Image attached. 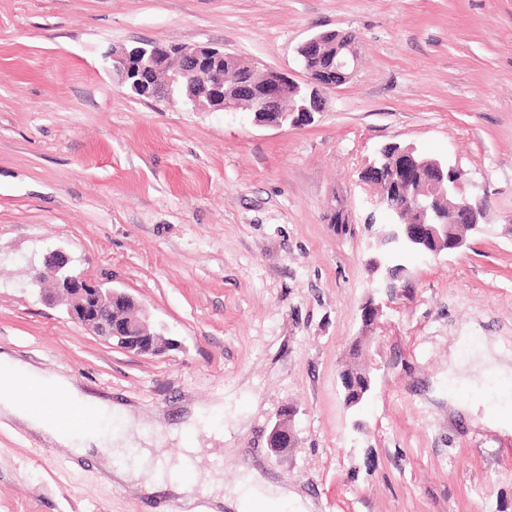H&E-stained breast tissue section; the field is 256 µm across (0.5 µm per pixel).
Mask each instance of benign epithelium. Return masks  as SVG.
<instances>
[{
	"instance_id": "7a95c632",
	"label": "benign epithelium",
	"mask_w": 512,
	"mask_h": 512,
	"mask_svg": "<svg viewBox=\"0 0 512 512\" xmlns=\"http://www.w3.org/2000/svg\"><path fill=\"white\" fill-rule=\"evenodd\" d=\"M336 31L326 30L305 39L297 48L302 81L282 70L250 60L224 49L203 45H165L146 42L131 49L109 51L112 74L118 85L144 98H179L203 112L249 110L261 126L283 128L310 124L321 111L324 95L348 83L357 70L358 47L354 41L336 43V52L324 56L323 45L335 39ZM246 71L247 79L235 86L234 94H224V65ZM296 96L300 105L284 112L282 101ZM379 177L386 190L375 200V207L388 218L396 249L378 248L368 260L371 271L382 268L404 269L398 262L406 252H417L428 238H451L450 251L467 244V233L480 230L482 204L477 194L466 191L459 169L441 158L424 157L413 145H385L379 157L365 167L362 179ZM411 206L417 220L406 223L403 213ZM53 265L57 290L47 298L51 305L61 303L72 321L85 326L118 348L135 354L159 351L142 305L130 294L106 287L78 273L72 259L60 249L46 255ZM381 305L372 300L362 307L363 326H373ZM371 371L362 385L345 387L344 403L353 407L368 395ZM294 408L280 414L268 435L270 450L279 455L292 446Z\"/></svg>"
}]
</instances>
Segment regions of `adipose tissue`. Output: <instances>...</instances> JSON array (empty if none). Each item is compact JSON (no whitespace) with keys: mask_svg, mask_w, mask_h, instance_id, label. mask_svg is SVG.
<instances>
[{"mask_svg":"<svg viewBox=\"0 0 512 512\" xmlns=\"http://www.w3.org/2000/svg\"><path fill=\"white\" fill-rule=\"evenodd\" d=\"M25 377L33 388L32 394L20 395L10 390L16 377ZM66 390L71 409L83 419L78 429L61 425L49 412L48 406L56 390ZM108 404L82 393L74 383L60 375H47L40 369L0 353V415H6L25 423L40 432L50 442L71 448L76 457L89 453L98 454L106 479L112 483H136L146 494H154L160 484L151 462L130 470L114 466V449L99 426L101 415L108 412ZM178 473L169 479L167 489L175 495L181 512H220L229 507L231 512H276L277 499L256 495L250 501L223 494L219 483L210 474L195 468L189 458H182L177 465Z\"/></svg>","mask_w":512,"mask_h":512,"instance_id":"ef3b65f1","label":"adipose tissue"}]
</instances>
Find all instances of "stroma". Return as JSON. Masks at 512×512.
Segmentation results:
<instances>
[{
    "mask_svg": "<svg viewBox=\"0 0 512 512\" xmlns=\"http://www.w3.org/2000/svg\"><path fill=\"white\" fill-rule=\"evenodd\" d=\"M332 29L357 36L358 68L299 128L137 97L103 59L159 41L285 71ZM390 142L447 158L484 210L462 251L405 258L392 293L368 269L384 217L361 180ZM54 249L138 300L171 347L123 351L45 303ZM358 335L374 384L356 410L339 371ZM486 350L512 365V0H0V351L137 412L101 420L120 465L176 462L197 408L195 467L231 495L287 489L281 512H512V434L479 422ZM456 381L479 409L456 406ZM166 499L0 417V512ZM296 413V408H290L284 413L282 411L272 424L268 435V446L274 454L279 455L284 453L286 448L292 446L294 432L291 424Z\"/></svg>",
    "mask_w": 512,
    "mask_h": 512,
    "instance_id": "stroma-1",
    "label": "stroma"
}]
</instances>
